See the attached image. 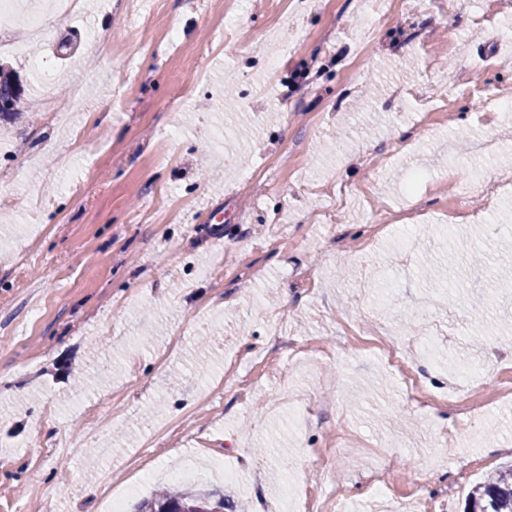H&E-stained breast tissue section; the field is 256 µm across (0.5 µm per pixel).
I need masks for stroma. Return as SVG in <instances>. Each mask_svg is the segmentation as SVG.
<instances>
[{
	"label": "stroma",
	"mask_w": 512,
	"mask_h": 512,
	"mask_svg": "<svg viewBox=\"0 0 512 512\" xmlns=\"http://www.w3.org/2000/svg\"><path fill=\"white\" fill-rule=\"evenodd\" d=\"M484 2L85 0L41 32L84 36L50 88L11 56L36 107L0 125V512H101L137 462L151 494L193 455L232 478L188 490L246 512L332 483L347 512L460 483L464 512L512 465L496 375L512 369V194L476 189L512 171V119L479 92L512 100V10L490 20ZM76 89L84 111L55 121ZM266 178L290 223L255 250L274 230ZM366 194L421 214L376 239L394 290L362 300ZM462 201L476 222L449 223ZM470 366L477 440L455 407L402 410L407 376L451 393Z\"/></svg>",
	"instance_id": "stroma-1"
}]
</instances>
